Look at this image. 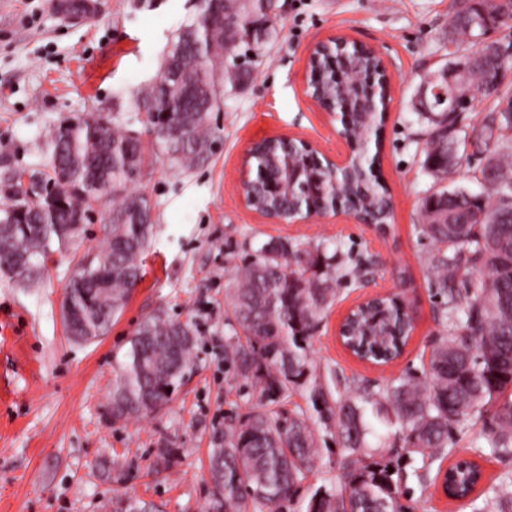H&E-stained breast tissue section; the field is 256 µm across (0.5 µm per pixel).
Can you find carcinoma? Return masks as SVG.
Instances as JSON below:
<instances>
[{
	"mask_svg": "<svg viewBox=\"0 0 512 512\" xmlns=\"http://www.w3.org/2000/svg\"><path fill=\"white\" fill-rule=\"evenodd\" d=\"M273 34L270 27L249 31L242 23L226 24L213 10V0H202L197 15L175 35L159 80L135 102L164 142L171 163L182 167L211 150L208 112L191 111L189 99L210 105L209 112L220 108L247 74L250 57ZM347 52L361 71L376 68L368 52L353 47ZM502 67L512 70V62L487 58L470 76L477 90L495 97L478 140L494 146L488 157L500 171L496 187L483 202L443 190L422 206L420 231L436 244L430 267L442 298L440 320L448 328V336L433 349L428 369L366 387L364 394L331 405V392L312 370L309 347L336 297L334 284L362 274L366 259L360 255L345 261L337 247L329 256L325 245L310 251L272 239L228 283L225 304L237 334L227 338L224 361L234 378L258 391V406L214 435L209 512H273L293 503L320 457L315 437L319 426L336 427L342 485L334 493L317 489L304 512H406L401 484L414 480L424 491L441 473L446 493L469 500L471 512H512V470L479 492L482 471L476 461L433 469L436 461L453 454L455 435L489 411L493 415L483 435L485 444L472 451L479 457H512V163L507 161L512 143L500 142L497 135L504 127L512 128V112L498 111L505 101L512 105V91H502L494 82ZM429 105L435 112L426 116L430 131L425 166L433 175L446 176L443 158L451 151L448 101L433 93ZM101 119L70 123L47 142L48 160L40 172L43 192L28 190L22 170L8 168L0 175V272L18 284L39 277L52 239L62 247L82 237L94 206L120 197L108 208L101 245L78 264L65 289L63 308L75 311L65 326L79 325L80 336L89 340L110 329L143 278V256L153 228L149 200L130 191L142 177L141 141L103 126ZM378 131L375 123L353 131L357 149L347 178L351 195L369 200L381 226L389 219L388 188L364 164ZM290 151L306 157L300 144L276 140L259 145L253 160L270 169ZM303 169L301 181L314 178L331 185L330 173L306 163ZM256 193L271 208L306 205L297 186L279 195L263 188ZM472 270L483 272L485 280L464 297L457 280ZM404 317L390 299L359 308L345 324L344 341L355 354L385 364L407 345L413 326ZM194 344L187 322L159 316L143 321L128 361L112 383L113 416H139L168 404L195 365ZM297 387L306 389L314 414L279 411ZM368 404L373 414L400 425L403 449L366 445ZM415 454L424 458L419 467L412 465Z\"/></svg>",
	"mask_w": 512,
	"mask_h": 512,
	"instance_id": "carcinoma-1",
	"label": "carcinoma"
}]
</instances>
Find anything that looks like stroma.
<instances>
[{"label":"stroma","instance_id":"stroma-1","mask_svg":"<svg viewBox=\"0 0 512 512\" xmlns=\"http://www.w3.org/2000/svg\"><path fill=\"white\" fill-rule=\"evenodd\" d=\"M453 10L454 0H277L273 40L223 110L209 116L208 159L178 168L145 133L134 103L156 82L198 0H96L87 19L63 16L51 0H0V171L43 170L50 134L106 113L114 128L143 141L136 188L150 200L154 222L144 278L100 338L74 341L62 319L64 290L103 237L100 213L82 238L50 254L35 285L0 274V512H206L212 437L257 403L225 366L233 329L224 288L269 240L309 250L338 244L374 262L366 277L339 282L311 342L312 368L333 398L428 368L447 330L428 262L434 246L419 230L421 206L436 191L476 193L483 183V160L463 140L456 143L461 164L446 179L424 167L428 124L416 111L419 88L469 45L448 34ZM336 35L380 49L390 78L392 100L377 119L376 173L393 205L383 230L330 215L270 224L241 200L253 141L295 135L326 156L347 151L340 121L305 93L311 48ZM385 294L407 304L414 329L399 358L375 365L345 349L339 328L359 303ZM156 315L193 325L194 370L160 410L114 419L115 372L139 325ZM315 435L324 454L299 490L302 500L341 481L331 452L335 430L320 427ZM402 502L409 512H470L438 484L411 486Z\"/></svg>","mask_w":512,"mask_h":512}]
</instances>
